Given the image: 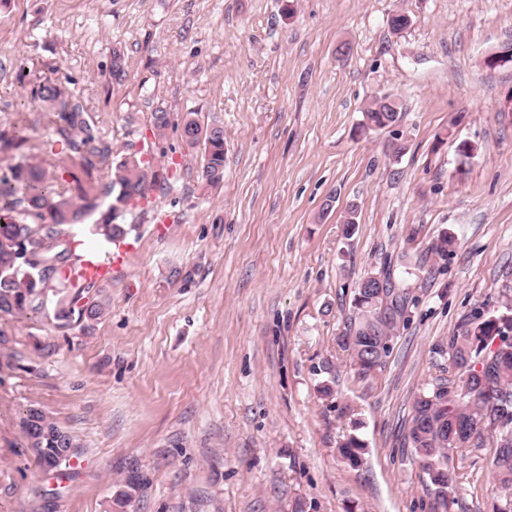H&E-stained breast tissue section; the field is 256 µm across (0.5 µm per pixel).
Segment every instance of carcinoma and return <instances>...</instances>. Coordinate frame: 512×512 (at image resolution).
Masks as SVG:
<instances>
[{
    "mask_svg": "<svg viewBox=\"0 0 512 512\" xmlns=\"http://www.w3.org/2000/svg\"><path fill=\"white\" fill-rule=\"evenodd\" d=\"M44 111L54 115L61 135L67 137L72 155L84 168L113 166L109 190L116 192L94 232L111 242L124 237L129 228L117 219L129 207L147 198L158 185L159 175L135 156L114 164L112 145L86 118L83 104L66 95L60 78H45L36 91ZM399 118L396 104L388 98L375 100L364 111L362 127L380 130ZM182 139L191 149L203 151V178L211 186L224 179V129L202 126L188 113L182 120ZM92 209L55 192L47 171L36 163L18 164L9 178H0V313L23 315L34 309V298L45 290L59 289L55 318L68 325L97 318L100 305L91 301L96 280L82 272L83 260L76 253L75 226ZM384 287L371 292L356 286L352 315L337 338L360 379L385 367L392 341L410 314L406 289L389 271L381 272ZM503 311L495 314L481 307L465 316L448 340L437 345L441 357L439 374L412 403V417L404 426L402 447L410 449L433 495L431 512H449L448 488L454 481L450 461L462 449L455 439L471 434L470 447L487 448L491 470L504 485L512 483V291L504 286ZM25 453L41 468L55 467L71 458L78 447L74 437L31 406L22 418ZM364 442L350 434L339 443L342 456L359 464ZM148 484L144 474L133 470L125 480V500Z\"/></svg>",
    "mask_w": 512,
    "mask_h": 512,
    "instance_id": "obj_1",
    "label": "carcinoma"
}]
</instances>
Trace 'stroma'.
<instances>
[{
  "instance_id": "1",
  "label": "stroma",
  "mask_w": 512,
  "mask_h": 512,
  "mask_svg": "<svg viewBox=\"0 0 512 512\" xmlns=\"http://www.w3.org/2000/svg\"><path fill=\"white\" fill-rule=\"evenodd\" d=\"M510 42L512 0H0V178L44 162L58 190L111 203L107 167L75 165L33 97L56 67L113 161L140 152L166 182L120 244L83 235L108 266L96 320L0 315V512H430L400 430L435 346L512 285V62L487 63ZM384 95L398 121L362 132ZM189 112L224 129L218 186L181 139ZM384 270L415 303L362 380L336 338ZM32 405L75 436L70 467L21 455ZM353 431L356 467L338 448ZM133 467L149 483L126 502ZM453 469L450 512L512 499L485 451Z\"/></svg>"
}]
</instances>
